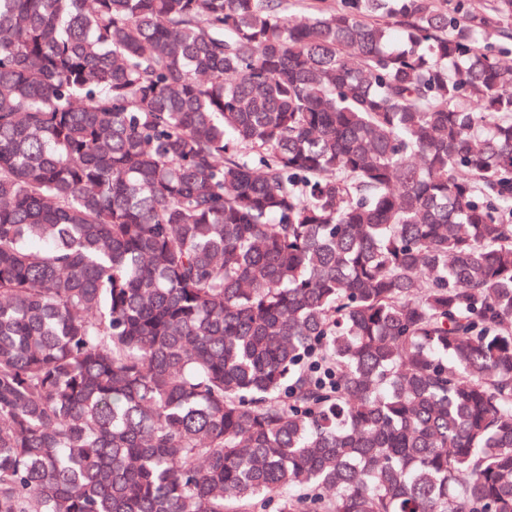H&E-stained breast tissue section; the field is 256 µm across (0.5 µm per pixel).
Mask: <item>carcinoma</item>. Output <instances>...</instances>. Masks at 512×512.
<instances>
[{"instance_id": "obj_1", "label": "carcinoma", "mask_w": 512, "mask_h": 512, "mask_svg": "<svg viewBox=\"0 0 512 512\" xmlns=\"http://www.w3.org/2000/svg\"><path fill=\"white\" fill-rule=\"evenodd\" d=\"M512 0H0V512H512Z\"/></svg>"}]
</instances>
